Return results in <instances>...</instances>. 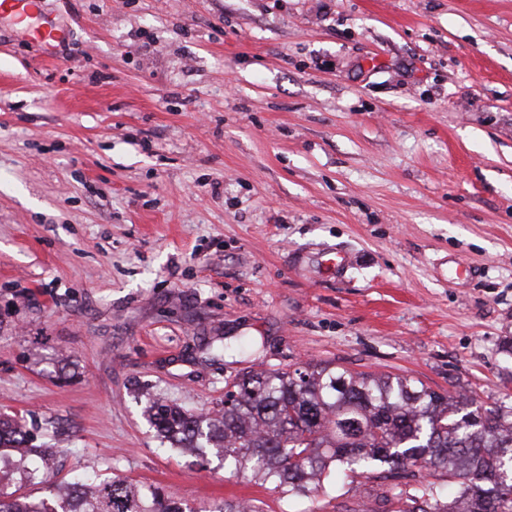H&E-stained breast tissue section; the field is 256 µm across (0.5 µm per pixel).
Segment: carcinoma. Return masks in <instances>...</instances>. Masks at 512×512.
<instances>
[{
    "instance_id": "obj_1",
    "label": "carcinoma",
    "mask_w": 512,
    "mask_h": 512,
    "mask_svg": "<svg viewBox=\"0 0 512 512\" xmlns=\"http://www.w3.org/2000/svg\"><path fill=\"white\" fill-rule=\"evenodd\" d=\"M214 415L155 401L146 409L157 432L178 448H209L231 474L273 486L287 499L323 488L332 471L384 479L393 471L438 472L459 481L446 499L433 482L395 484L382 499L396 512H512V402L484 404L426 388L405 376L353 372L331 363L244 373ZM23 418L0 417V448L21 456L30 445ZM81 509L63 501L0 497V512H185L159 490L137 491L89 471Z\"/></svg>"
}]
</instances>
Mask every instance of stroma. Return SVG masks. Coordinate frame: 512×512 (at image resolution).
Here are the masks:
<instances>
[{"mask_svg":"<svg viewBox=\"0 0 512 512\" xmlns=\"http://www.w3.org/2000/svg\"><path fill=\"white\" fill-rule=\"evenodd\" d=\"M47 21L65 41L32 40ZM307 362L512 397V0L1 19L0 412L53 456L46 484L0 448V491L52 505L90 461L187 512H314L144 414L215 411L239 374Z\"/></svg>","mask_w":512,"mask_h":512,"instance_id":"obj_1","label":"stroma"}]
</instances>
